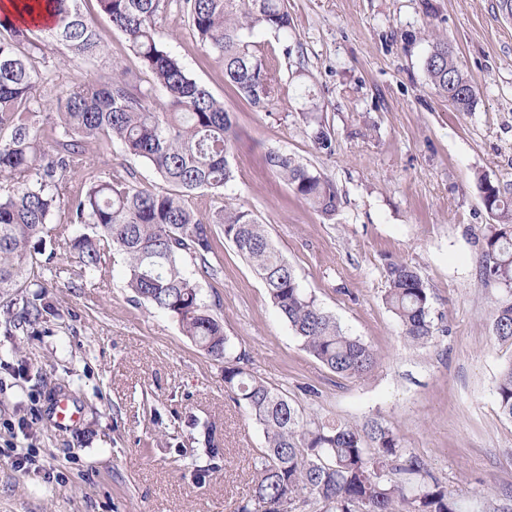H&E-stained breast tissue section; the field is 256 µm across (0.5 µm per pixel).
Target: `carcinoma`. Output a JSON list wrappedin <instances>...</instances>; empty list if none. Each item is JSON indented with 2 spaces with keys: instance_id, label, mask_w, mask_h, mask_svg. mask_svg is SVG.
Segmentation results:
<instances>
[{
  "instance_id": "obj_1",
  "label": "carcinoma",
  "mask_w": 512,
  "mask_h": 512,
  "mask_svg": "<svg viewBox=\"0 0 512 512\" xmlns=\"http://www.w3.org/2000/svg\"><path fill=\"white\" fill-rule=\"evenodd\" d=\"M81 2L25 0L22 11L43 8L52 15L50 25L36 31L0 21V183H6L0 187V299L10 308L21 293L36 289L14 320L29 324L41 318L38 289L54 287L59 273L42 261L43 244L80 226L83 231L65 238L61 248L77 256L83 273H101L110 253L123 255L127 287L136 300L172 315L185 336L224 362V386L262 428L265 445L254 463L253 495L239 512H272L263 510L266 505L291 510L306 499L322 504L325 512H459L458 494L406 454L392 429L377 424L366 433L356 426L304 421L288 396L244 369L246 353L237 350L201 300L186 264L200 276L214 275L209 254L218 228L250 263L307 352L340 376L367 375L377 365L372 347L348 335L301 288L266 226L247 207L227 202L203 215L192 206L195 194L219 193L234 180L228 153L237 132L224 102L160 47L156 24L164 0H97L151 74L149 86L114 68L105 80H70L45 101L41 87L58 79V66L45 62L47 45L62 46L73 57L102 51ZM183 8L201 44L222 63L225 84L253 108L275 106L282 96L280 77L248 37L262 29L288 38L285 0H183ZM424 70L455 111L475 109L478 88L457 65L448 39L431 36ZM303 97L310 140L318 153L331 156L334 132L319 115L314 85L304 86ZM109 144L148 164L168 189L136 185L129 167L88 174L91 147ZM264 166L315 211L326 217L336 213V185L317 170L280 151L266 154ZM75 177L84 178L83 186H70ZM477 189L497 220L485 236L482 276L488 287L509 288L493 310L492 332L512 344V193L485 176ZM58 211L64 221L53 226ZM384 277V300L405 340L429 344L435 332L431 294L416 268L392 261ZM494 393L499 412L512 420V360L501 369ZM395 471L406 478L392 479Z\"/></svg>"
}]
</instances>
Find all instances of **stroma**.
Segmentation results:
<instances>
[{
  "label": "stroma",
  "mask_w": 512,
  "mask_h": 512,
  "mask_svg": "<svg viewBox=\"0 0 512 512\" xmlns=\"http://www.w3.org/2000/svg\"><path fill=\"white\" fill-rule=\"evenodd\" d=\"M104 46L66 58L61 79H98L119 66L149 80L121 32L83 0ZM287 43L257 30L284 86L259 111L224 83V72L193 34L181 0L158 26L164 49L223 100L238 131L223 193H199L200 210L234 197L266 224L301 287L348 334L370 343L376 368L336 375L303 349L263 282L215 234L214 276L200 297L224 332L249 353V369L322 422H378L395 431L460 495L462 512H512V421L494 387L512 346L492 333L505 289L481 277L484 237L494 218L477 179L512 184V18L498 0H288ZM447 36L479 89L457 112L429 84L428 30ZM317 88L336 151L318 153L300 114L303 79ZM280 151L312 164L336 185L333 217L294 196L263 164ZM414 266L431 294L435 339L409 347L387 307L384 268ZM49 306L33 325L0 309V512H234L252 494L260 426L224 386V365L184 336L171 315L135 301L126 263L113 254L105 277H80L59 260ZM59 386L79 421L57 428L44 393ZM218 456H211V448ZM194 448L204 482L179 451ZM27 454L26 469L16 465Z\"/></svg>",
  "instance_id": "35a3bbf8"
}]
</instances>
